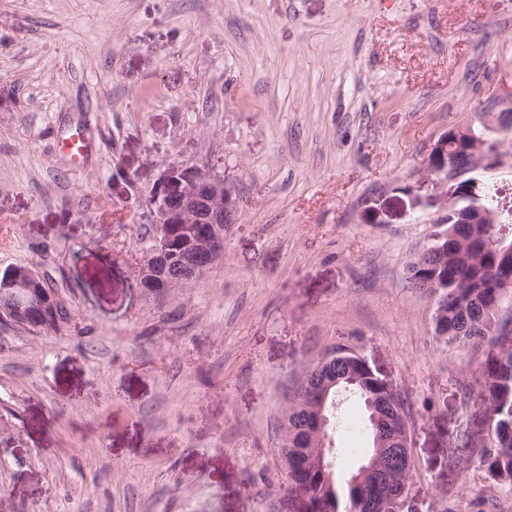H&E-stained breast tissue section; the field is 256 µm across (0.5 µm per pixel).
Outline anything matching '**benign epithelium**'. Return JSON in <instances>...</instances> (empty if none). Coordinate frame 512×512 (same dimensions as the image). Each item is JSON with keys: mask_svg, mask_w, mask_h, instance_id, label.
Instances as JSON below:
<instances>
[{"mask_svg": "<svg viewBox=\"0 0 512 512\" xmlns=\"http://www.w3.org/2000/svg\"><path fill=\"white\" fill-rule=\"evenodd\" d=\"M447 150L448 139L440 137L434 141L428 168L432 182L446 187L448 214L465 222L481 218L494 223V214L478 203L476 180L469 184L473 202L465 209L458 208L461 190L457 185L465 174L433 165ZM469 152L478 157L479 168L495 165L502 158L499 145L490 140L471 143ZM236 215L234 185L214 167L172 163L151 196L148 220L158 225L159 231L154 246L143 255L138 276L151 275L149 285L155 288L156 295L185 287L184 281L171 278L165 268L169 242L177 236L198 244L195 275L199 276L223 252L224 231L219 225L235 223ZM204 224L211 225L210 230L203 229ZM0 316L20 329H39L58 321L56 300L42 287L39 275L32 268L16 265L0 278Z\"/></svg>", "mask_w": 512, "mask_h": 512, "instance_id": "7a95c632", "label": "benign epithelium"}]
</instances>
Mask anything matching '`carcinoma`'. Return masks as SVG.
Wrapping results in <instances>:
<instances>
[{
  "label": "carcinoma",
  "mask_w": 512,
  "mask_h": 512,
  "mask_svg": "<svg viewBox=\"0 0 512 512\" xmlns=\"http://www.w3.org/2000/svg\"><path fill=\"white\" fill-rule=\"evenodd\" d=\"M486 139L479 129H469V134L457 136L448 132V158L460 165L468 164L467 146L475 140ZM512 224V215H501L494 224H464L459 219L439 223L441 230L432 234L434 241L425 246L407 267L409 284L417 288L419 282L431 285L436 309L445 316L435 324V334L448 343H475L495 337L500 350L485 364V385L477 398L487 408L493 420V434L475 444L479 468L483 469L496 487L512 491V331L499 323L497 312L503 302L511 298L512 290L505 284L512 283V240L506 241L501 225ZM171 268L174 274L185 271L191 255L183 246L172 245ZM339 359L325 368L320 378L336 382L326 398L324 415L333 419L336 401L354 398L368 408L365 429L371 437L387 434L389 422L402 427V420L409 418L402 400H390L393 392L359 368L363 356L350 350L330 352ZM302 382L310 388L300 387L302 400L288 406L282 422V439L302 448L307 443L309 431L314 429V414L308 412L310 402L319 399L320 384L314 382V371L303 373ZM379 419L374 420V413ZM334 425L327 427L325 462L331 464L329 474H324L320 464L310 454L288 458V481L291 487L307 500V512H418L414 501L404 493L413 474L411 449L398 446L391 460L380 463L389 477L378 473L368 475L362 482H355L361 470L369 464L374 448L356 471L344 480L336 473L340 449L332 446Z\"/></svg>",
  "instance_id": "carcinoma-1"
}]
</instances>
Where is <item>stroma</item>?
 I'll list each match as a JSON object with an SVG mask.
<instances>
[{
  "label": "stroma",
  "instance_id": "1",
  "mask_svg": "<svg viewBox=\"0 0 512 512\" xmlns=\"http://www.w3.org/2000/svg\"><path fill=\"white\" fill-rule=\"evenodd\" d=\"M512 0H0V270L70 312L0 321V512H307L279 455L303 369L361 353L410 408V498L475 512L491 341L434 333L407 266L448 214L432 143L485 131L512 204ZM83 128L71 166L60 140ZM233 181L196 282L136 270L169 164ZM343 400L341 447L366 448Z\"/></svg>",
  "mask_w": 512,
  "mask_h": 512
}]
</instances>
